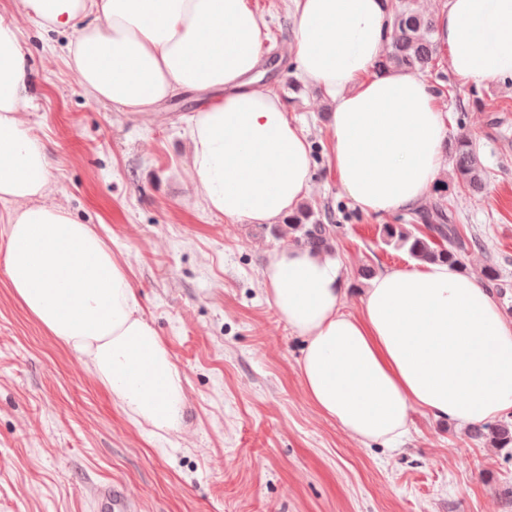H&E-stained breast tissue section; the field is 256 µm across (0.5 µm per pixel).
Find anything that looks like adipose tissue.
<instances>
[{"mask_svg":"<svg viewBox=\"0 0 512 512\" xmlns=\"http://www.w3.org/2000/svg\"><path fill=\"white\" fill-rule=\"evenodd\" d=\"M301 77L333 104L331 169L363 212L422 204L446 165L445 115L417 72L376 73L389 0H293ZM38 24L73 33L69 63L90 97L135 116L187 90H223L192 113L187 176L215 215L274 224L311 190V152L280 96L257 87L266 27L251 0H23ZM435 40L455 77L512 78V0H446ZM27 55L0 22V201L15 297L86 357L136 424L176 428L186 377L141 312L126 269L88 225L44 204L50 160L22 119ZM326 253L287 246L264 283L305 340L298 362L314 407L352 437L394 447L413 412L460 427L512 412V319L490 288L445 263L375 276L356 313Z\"/></svg>","mask_w":512,"mask_h":512,"instance_id":"ef3b65f1","label":"adipose tissue"}]
</instances>
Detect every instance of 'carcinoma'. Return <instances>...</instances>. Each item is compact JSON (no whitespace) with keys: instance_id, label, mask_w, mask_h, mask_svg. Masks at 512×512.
I'll use <instances>...</instances> for the list:
<instances>
[{"instance_id":"carcinoma-1","label":"carcinoma","mask_w":512,"mask_h":512,"mask_svg":"<svg viewBox=\"0 0 512 512\" xmlns=\"http://www.w3.org/2000/svg\"><path fill=\"white\" fill-rule=\"evenodd\" d=\"M413 3L414 0L393 3L386 31L388 50L378 59L377 70L400 68L422 72L433 66L438 47L434 38V17L418 13ZM447 150L455 162L458 186L472 191L486 186L485 171L471 138H454L447 142ZM413 221L423 229L413 233L401 225L385 224L382 236L406 248L409 256L419 262H441L461 268L462 256L480 245L478 239L460 234L442 196L415 211ZM268 231L276 238L286 236L297 245L318 250L327 247L332 225L324 223L311 207L304 206L288 215L283 223L270 225ZM474 433L479 438L489 439L498 448L512 445V426L508 424H482L474 427Z\"/></svg>"}]
</instances>
